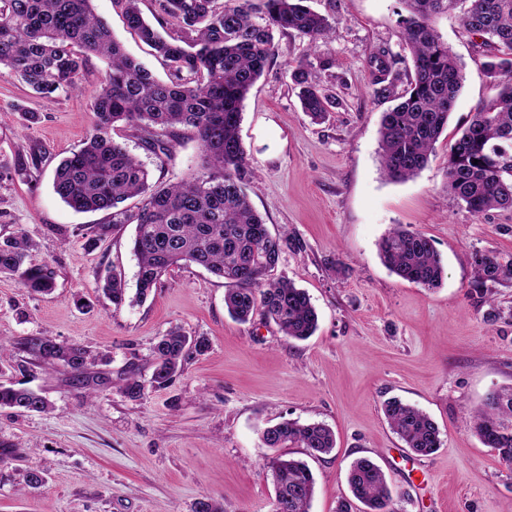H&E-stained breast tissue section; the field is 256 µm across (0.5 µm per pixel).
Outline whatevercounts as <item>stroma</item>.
<instances>
[{"instance_id": "35a3bbf8", "label": "stroma", "mask_w": 512, "mask_h": 512, "mask_svg": "<svg viewBox=\"0 0 512 512\" xmlns=\"http://www.w3.org/2000/svg\"><path fill=\"white\" fill-rule=\"evenodd\" d=\"M334 27L326 47L276 33V55L242 107L240 137L256 177L254 208L271 234H288L270 276L306 290L318 329L304 341L286 339L276 323L255 313L233 320L225 306L226 280L195 265L172 267L141 304L115 306L98 290L106 272L136 288L134 227L121 224L86 247L91 226L109 212L77 213L52 190L59 161L92 131L88 92L107 64L91 57L83 94L47 99L9 76L0 77V163L38 156L28 176L0 180V241L25 230L31 260L48 265L55 287L33 294L0 276V383L19 380L15 366L34 363L29 388L52 404L47 412L0 407V512H195L199 499L224 512H271L275 489L268 472L274 449L263 430L285 419L320 422L336 437L330 454L307 461L315 479L310 512H336L348 496L347 473L359 457L384 472L395 512H512V469L464 426L466 411L493 390L512 386V284L470 293L474 256L512 259V213L475 215L448 192V150L494 89L476 55L462 15L438 17L435 27L464 76L448 127L428 165L394 183L380 170L379 124L391 99L377 95L369 58L386 51L392 75L405 89L412 58L398 34L400 0H308ZM127 52L158 79L163 60L125 24L116 0H94ZM329 69H321L324 59ZM312 63L321 87L336 97L324 122L302 112L291 71ZM39 113L37 123L22 114ZM115 139L167 184L202 170L194 134L178 131L159 159L124 128ZM404 224L432 239L445 276L429 290L402 280L382 263L378 242ZM86 307H78L76 296ZM496 322H488L489 314ZM205 338L170 386L149 388L151 348L172 327ZM48 336L102 352L94 380L74 381L68 368L36 362L26 339ZM145 382L143 398L121 387L128 374ZM413 405L436 423L442 444L420 457L393 433L383 404ZM37 468L42 484L23 476Z\"/></svg>"}]
</instances>
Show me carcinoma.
Masks as SVG:
<instances>
[{"mask_svg": "<svg viewBox=\"0 0 512 512\" xmlns=\"http://www.w3.org/2000/svg\"><path fill=\"white\" fill-rule=\"evenodd\" d=\"M127 27L151 47L169 68L160 81L130 57L92 0H0V67L34 93L51 98L84 90L89 57L107 61L108 69L90 96L93 126L83 147L62 159L54 171L53 191L76 212L111 211L112 224H133L130 246L137 258L135 299L142 302L173 266H199L230 281L224 295L230 316L249 322L256 311L278 324L284 336L305 340L318 325L307 292L286 279L268 280L288 235H270L254 210L247 183L255 178L239 137L241 107L254 83L276 53L274 33L293 30L320 48L333 26L303 5L304 0H161V12L180 23L181 35L170 40L146 20L139 0H116ZM407 14L398 33L413 55V74L403 92L390 79L385 54L371 55L376 92L397 104L380 119L379 157L384 176L402 182L423 170L462 87L461 70L441 41L435 18L458 10L465 31L491 78L496 93L475 110L468 127L448 152V192L474 214L512 210V0H401ZM302 110L325 118L331 97L303 66L291 74ZM123 126L135 132L157 157L168 156L169 138L178 127L191 129L203 153L201 175L151 188L149 170L125 143L112 137ZM478 164H473V161ZM139 198L136 210L118 205ZM110 224V225H112ZM108 224L92 227V242ZM35 248L24 230L0 243V274L18 280L34 293L54 288L47 265L27 262ZM386 266L401 279L425 288L441 285L444 267L432 239L394 225L378 244ZM512 282V259L494 253L474 258L470 292L482 295L491 285ZM98 288L115 306L125 302L122 276L109 273ZM25 347L45 362H61L73 378L86 380L95 357L85 347L34 337ZM205 341L178 328L160 336L152 348L150 386L164 388L183 372L189 352H202ZM45 412L50 404L37 392L0 383V407ZM394 433L417 456L441 446L440 431L420 409L393 398L383 405ZM467 426L482 443L512 466V388L494 391L472 413ZM267 448H304L310 455L336 447L330 428L320 423L286 420L266 428ZM273 512H309L315 479L299 459L278 456L270 465ZM348 486L363 512H393L392 495L381 468L368 457L351 462Z\"/></svg>", "mask_w": 512, "mask_h": 512, "instance_id": "cac0c4a2", "label": "carcinoma"}]
</instances>
